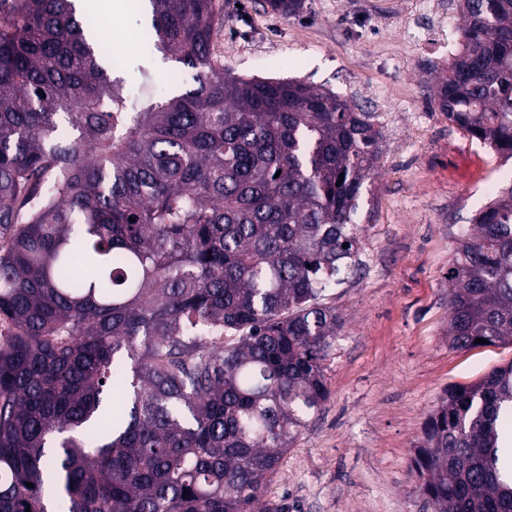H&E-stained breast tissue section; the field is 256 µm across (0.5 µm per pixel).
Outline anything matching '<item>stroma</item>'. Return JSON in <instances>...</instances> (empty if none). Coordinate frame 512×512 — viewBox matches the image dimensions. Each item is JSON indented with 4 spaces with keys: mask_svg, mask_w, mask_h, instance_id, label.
<instances>
[{
    "mask_svg": "<svg viewBox=\"0 0 512 512\" xmlns=\"http://www.w3.org/2000/svg\"><path fill=\"white\" fill-rule=\"evenodd\" d=\"M447 6L451 53L461 48L458 0H305L284 18L258 0H224L213 53L232 72L329 88L356 111L377 113L382 153L354 221L358 269L328 290L342 319L324 362L329 398L282 455L263 501L285 512H430L410 473L412 445L451 384L512 362V344L449 348L448 270L456 235L512 182V160L440 112L435 67L407 19ZM147 14L109 16L124 86L140 70L168 95L193 72L140 48Z\"/></svg>",
    "mask_w": 512,
    "mask_h": 512,
    "instance_id": "stroma-1",
    "label": "stroma"
}]
</instances>
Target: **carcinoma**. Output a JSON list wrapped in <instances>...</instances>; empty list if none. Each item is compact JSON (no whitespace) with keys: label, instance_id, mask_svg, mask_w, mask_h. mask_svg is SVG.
Masks as SVG:
<instances>
[{"label":"carcinoma","instance_id":"obj_1","mask_svg":"<svg viewBox=\"0 0 512 512\" xmlns=\"http://www.w3.org/2000/svg\"><path fill=\"white\" fill-rule=\"evenodd\" d=\"M146 2L195 83L149 105L106 21L0 0V512H256L328 399L320 299L352 271L378 115L225 70L224 0ZM460 8L438 105L510 159L512 0ZM457 243L448 346L512 343V186ZM510 419L512 363L444 391L412 448L432 512H512Z\"/></svg>","mask_w":512,"mask_h":512}]
</instances>
